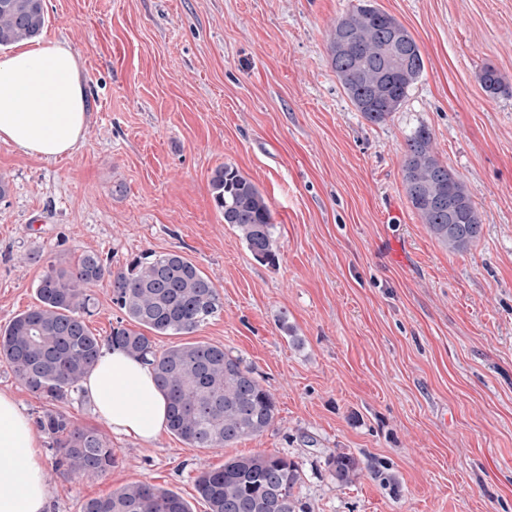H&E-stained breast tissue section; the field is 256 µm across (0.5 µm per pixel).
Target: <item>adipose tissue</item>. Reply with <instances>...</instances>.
Returning a JSON list of instances; mask_svg holds the SVG:
<instances>
[{"mask_svg": "<svg viewBox=\"0 0 512 512\" xmlns=\"http://www.w3.org/2000/svg\"><path fill=\"white\" fill-rule=\"evenodd\" d=\"M89 121L83 64L64 42L40 39L0 56V140L51 160L73 152ZM114 434L144 443L167 426L151 367L103 350L82 383ZM40 441L16 398L0 391V512H49Z\"/></svg>", "mask_w": 512, "mask_h": 512, "instance_id": "1", "label": "adipose tissue"}]
</instances>
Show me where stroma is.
<instances>
[{
    "instance_id": "stroma-1",
    "label": "stroma",
    "mask_w": 512,
    "mask_h": 512,
    "mask_svg": "<svg viewBox=\"0 0 512 512\" xmlns=\"http://www.w3.org/2000/svg\"><path fill=\"white\" fill-rule=\"evenodd\" d=\"M355 2L45 0L43 34L81 57L90 119L58 159L0 141V326L36 305L48 265L180 252L224 302L193 340L243 357L276 399L274 426L235 454L299 462L311 512H512V0H374L425 63L381 125L330 67L329 33ZM422 125L481 215L466 252L406 196L405 140ZM221 165L268 199L276 265L215 209ZM59 408L110 435L118 462L71 477L44 450L51 512L136 481L208 512L195 479L224 449L111 435L79 391ZM336 450L388 468L394 487L369 470L336 487Z\"/></svg>"
}]
</instances>
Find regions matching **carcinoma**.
<instances>
[{
    "instance_id": "carcinoma-1",
    "label": "carcinoma",
    "mask_w": 512,
    "mask_h": 512,
    "mask_svg": "<svg viewBox=\"0 0 512 512\" xmlns=\"http://www.w3.org/2000/svg\"><path fill=\"white\" fill-rule=\"evenodd\" d=\"M344 18L345 35L336 27L330 33L332 69L362 117L382 124L422 74V53L401 23L368 0H358ZM44 25V0H0V46L31 40ZM481 81L490 93L503 87L492 67L484 69ZM403 184L412 208L448 250L465 252L480 237L483 224L472 194L439 161L426 127L406 137ZM211 187L215 208L253 258L276 265L280 246L272 211L258 187L228 165L215 168ZM103 281L123 314L105 337L88 326L96 311L90 286ZM36 293L40 305L0 327V361L33 394L52 403L67 401L102 350L117 347L150 362L168 403V429L190 447L231 448L273 426L275 397L241 356L201 341L156 349L154 337L192 334L224 308L211 278L182 254L143 252L114 271L98 253L87 251L72 267L49 265ZM36 425L51 440L55 469L67 476H103L117 462L110 440L94 428L73 425L61 411L44 410ZM325 465L339 487L352 485L363 471L360 459L340 451L329 453ZM303 485L297 461L266 452L227 457L223 466L196 478L208 512H310ZM80 512L192 509L172 489L134 482L83 502Z\"/></svg>"
}]
</instances>
